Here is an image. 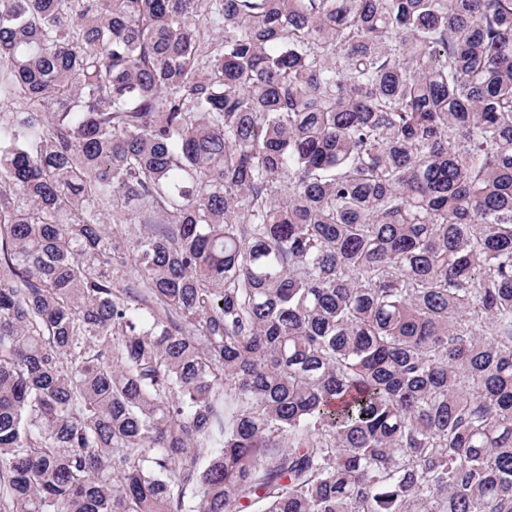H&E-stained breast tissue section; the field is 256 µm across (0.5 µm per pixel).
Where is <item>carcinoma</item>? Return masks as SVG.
Listing matches in <instances>:
<instances>
[{"mask_svg":"<svg viewBox=\"0 0 512 512\" xmlns=\"http://www.w3.org/2000/svg\"><path fill=\"white\" fill-rule=\"evenodd\" d=\"M0 512H512V0H0Z\"/></svg>","mask_w":512,"mask_h":512,"instance_id":"1","label":"carcinoma"}]
</instances>
